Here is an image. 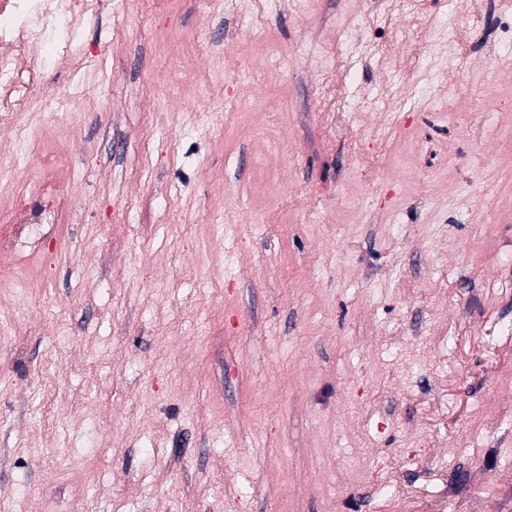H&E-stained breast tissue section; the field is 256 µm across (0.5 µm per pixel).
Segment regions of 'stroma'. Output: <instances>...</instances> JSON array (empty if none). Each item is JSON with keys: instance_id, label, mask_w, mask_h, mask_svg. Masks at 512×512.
Masks as SVG:
<instances>
[{"instance_id": "1", "label": "stroma", "mask_w": 512, "mask_h": 512, "mask_svg": "<svg viewBox=\"0 0 512 512\" xmlns=\"http://www.w3.org/2000/svg\"><path fill=\"white\" fill-rule=\"evenodd\" d=\"M179 2L87 27L63 184L55 113L0 126V191L58 215L0 225V512H512V0L427 79L430 0ZM172 63L180 74V86L178 88L181 91L197 96L207 92L208 86L202 83L199 69L192 59L176 55L173 57Z\"/></svg>"}]
</instances>
